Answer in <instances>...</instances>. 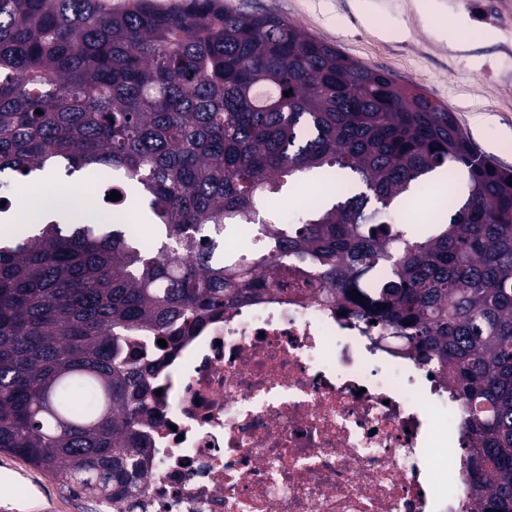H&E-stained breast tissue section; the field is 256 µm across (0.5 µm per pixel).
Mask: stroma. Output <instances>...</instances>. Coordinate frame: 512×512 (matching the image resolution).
<instances>
[{"mask_svg":"<svg viewBox=\"0 0 512 512\" xmlns=\"http://www.w3.org/2000/svg\"><path fill=\"white\" fill-rule=\"evenodd\" d=\"M361 0H223L230 10L275 13L309 35L335 45L397 82L422 87L453 112L474 149L512 168V20L491 9L492 0H429L426 21L416 0H363L373 26L357 15ZM467 20L456 45L439 40L438 23ZM396 27L403 38L378 36ZM498 37L490 41L487 30ZM0 512H97L79 490L61 487L22 458L0 451Z\"/></svg>","mask_w":512,"mask_h":512,"instance_id":"stroma-1","label":"stroma"}]
</instances>
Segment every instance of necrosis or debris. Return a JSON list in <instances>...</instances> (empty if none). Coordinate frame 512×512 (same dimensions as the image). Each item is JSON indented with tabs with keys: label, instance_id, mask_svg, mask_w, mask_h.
Here are the masks:
<instances>
[{
	"label": "necrosis or debris",
	"instance_id": "necrosis-or-debris-1",
	"mask_svg": "<svg viewBox=\"0 0 512 512\" xmlns=\"http://www.w3.org/2000/svg\"><path fill=\"white\" fill-rule=\"evenodd\" d=\"M124 512H435L461 408L403 343L283 276L180 341L151 378Z\"/></svg>",
	"mask_w": 512,
	"mask_h": 512
}]
</instances>
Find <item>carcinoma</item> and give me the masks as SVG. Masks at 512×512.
I'll return each mask as SVG.
<instances>
[{
    "instance_id": "cac0c4a2",
    "label": "carcinoma",
    "mask_w": 512,
    "mask_h": 512,
    "mask_svg": "<svg viewBox=\"0 0 512 512\" xmlns=\"http://www.w3.org/2000/svg\"><path fill=\"white\" fill-rule=\"evenodd\" d=\"M62 163L87 181L119 172L117 204L144 202L158 237L65 205L0 236V451L121 501L162 366L132 340L170 347L291 262L448 376L479 440L464 512H512V170L448 109L274 13L0 0V173ZM459 169L466 196L428 224L394 222ZM301 177L338 190L285 218L276 200ZM253 229L227 263L224 236Z\"/></svg>"
}]
</instances>
